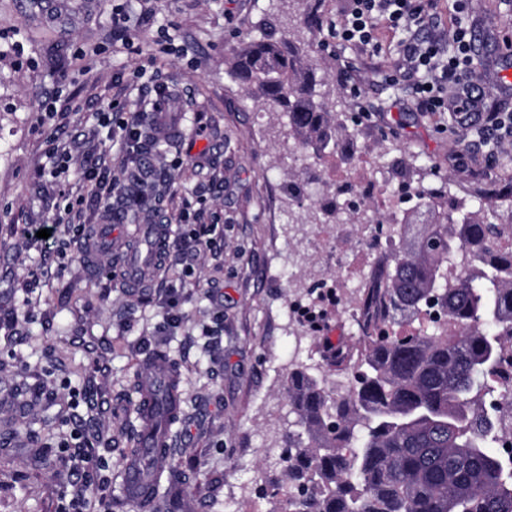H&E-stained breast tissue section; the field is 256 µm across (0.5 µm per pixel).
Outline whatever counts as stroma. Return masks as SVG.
<instances>
[{
    "instance_id": "35a3bbf8",
    "label": "stroma",
    "mask_w": 512,
    "mask_h": 512,
    "mask_svg": "<svg viewBox=\"0 0 512 512\" xmlns=\"http://www.w3.org/2000/svg\"><path fill=\"white\" fill-rule=\"evenodd\" d=\"M25 3L0 0V512H139L122 470L140 425L134 388L158 352L183 396L161 462L183 481L182 512H282L267 484L281 478L294 420L288 372L326 356L288 306L324 312L333 346L355 349L358 330L323 299L315 260L297 249L318 230L288 221L300 165L280 116L232 77L236 51L271 21L294 19L349 133L344 149L471 210L512 213V136L421 111L418 74L396 70L403 35L379 52L341 48L332 29L345 0H52L34 16ZM424 7L444 38L455 21L472 25L470 90L485 111L512 110V86L483 92L512 61V0H468L462 14L455 0ZM160 93L169 112L149 153L166 176L148 180L139 223L96 239V268L64 229L61 254L42 264L23 229L51 223L66 194L84 192L86 153L107 140L99 111L117 98L146 116ZM56 147L69 157L52 177L44 169ZM186 203L224 237L178 283L183 321L166 331L151 288L109 279L112 245L138 248L144 224L178 237ZM34 274L38 287H27ZM82 450L93 461L78 473L70 457Z\"/></svg>"
}]
</instances>
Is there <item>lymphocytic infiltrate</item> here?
<instances>
[{"label": "lymphocytic infiltrate", "instance_id": "obj_1", "mask_svg": "<svg viewBox=\"0 0 512 512\" xmlns=\"http://www.w3.org/2000/svg\"><path fill=\"white\" fill-rule=\"evenodd\" d=\"M433 20L420 0H347L344 16L338 24L336 36L341 44L367 46L376 40L381 31H402L407 35L403 50V66L419 73L415 95L421 109L427 112H445L460 123L471 122L473 116H483L489 127L512 132V116L499 112H484L481 97L462 92L449 97L447 88L461 85L472 65V34L467 27L457 26L452 34L453 46L448 55H441L440 40L425 37L426 27ZM89 196H77L68 202L55 219L56 224H72L77 239L90 241L92 231L83 224H73L72 217L80 213L86 202L107 204L116 185L109 179L103 161L88 167ZM179 223L188 225L189 231L179 238V249L173 260L181 274L193 270L202 247L212 245L220 228L192 219L189 211H182Z\"/></svg>", "mask_w": 512, "mask_h": 512}]
</instances>
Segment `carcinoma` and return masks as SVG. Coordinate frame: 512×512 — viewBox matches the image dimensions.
Masks as SVG:
<instances>
[{
  "mask_svg": "<svg viewBox=\"0 0 512 512\" xmlns=\"http://www.w3.org/2000/svg\"><path fill=\"white\" fill-rule=\"evenodd\" d=\"M232 75L281 112L303 165L336 153L322 78L277 24ZM417 196L424 221L393 225L398 248L358 290L357 353L330 350L327 371L353 382L334 393L305 364L288 372L287 512H512V459L494 452L508 394L493 380L512 348V242L488 217ZM150 478L168 499L142 512H177L172 474Z\"/></svg>",
  "mask_w": 512,
  "mask_h": 512,
  "instance_id": "cac0c4a2",
  "label": "carcinoma"
}]
</instances>
